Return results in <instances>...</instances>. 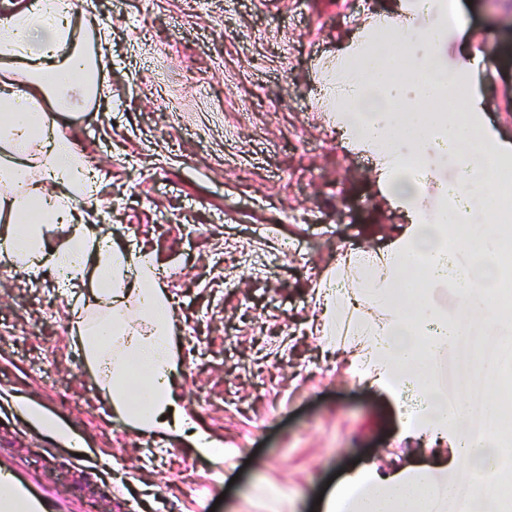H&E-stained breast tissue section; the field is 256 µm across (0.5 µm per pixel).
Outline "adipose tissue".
Wrapping results in <instances>:
<instances>
[{"instance_id": "adipose-tissue-1", "label": "adipose tissue", "mask_w": 512, "mask_h": 512, "mask_svg": "<svg viewBox=\"0 0 512 512\" xmlns=\"http://www.w3.org/2000/svg\"><path fill=\"white\" fill-rule=\"evenodd\" d=\"M448 0H407L400 23L348 51L330 93L336 129L345 144L373 154L390 200L406 215L388 247L346 251L340 271L323 274L321 335L346 350L365 379L392 397L417 390L423 410L407 417L404 438L454 439L455 459L392 471L371 466L339 483L324 512H438L467 491L472 512H496L485 481L512 485L498 460L495 394L481 414L486 444L468 446L458 416L448 409L439 369L472 330L512 342V310L490 296L502 276L498 248L512 240L496 213V184L512 168V144L486 124L476 89L478 60L454 75L441 70L438 51L448 36ZM69 0H33L0 19V145L12 163L0 166V214L12 228L0 234V253L33 277L69 265L62 285L71 331L85 362L105 377L115 413L139 431L188 425L177 410L173 380L183 366L174 348L172 298L146 251L118 248L83 221L76 198H95L100 182L88 175L82 152L58 131V116L80 111L106 91L100 57L89 56L82 27L70 23ZM468 97L461 118L432 110L433 97ZM452 160L456 180L432 181L439 161ZM433 184L436 206L424 187ZM65 224L61 247L48 249V224ZM485 242L474 252L469 236ZM426 265L420 282L412 277ZM90 294L79 293L85 279ZM459 294L463 318L433 303L443 289Z\"/></svg>"}]
</instances>
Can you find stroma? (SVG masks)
I'll return each instance as SVG.
<instances>
[{
    "mask_svg": "<svg viewBox=\"0 0 512 512\" xmlns=\"http://www.w3.org/2000/svg\"><path fill=\"white\" fill-rule=\"evenodd\" d=\"M403 0H79L107 34L105 97L59 120L103 175L82 203L96 232L152 252L169 275L179 404L221 443L140 432L71 338L49 278L0 260V389L35 397L0 410V441L44 471L41 444L80 452L102 481L49 471L94 512H317L328 480L356 465L418 464L449 448H399L394 399L315 332L321 273L347 250H382L402 223L373 158L343 145L325 87L365 21L399 19ZM441 48L448 72L495 54L477 75L483 114L512 143V10L462 6ZM203 352H192L195 342ZM69 427L73 449L55 435Z\"/></svg>",
    "mask_w": 512,
    "mask_h": 512,
    "instance_id": "obj_1",
    "label": "stroma"
}]
</instances>
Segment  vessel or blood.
<instances>
[{"label": "vessel or blood", "mask_w": 512, "mask_h": 512, "mask_svg": "<svg viewBox=\"0 0 512 512\" xmlns=\"http://www.w3.org/2000/svg\"><path fill=\"white\" fill-rule=\"evenodd\" d=\"M0 512H84L80 496L30 470L11 449L0 448Z\"/></svg>", "instance_id": "1"}]
</instances>
